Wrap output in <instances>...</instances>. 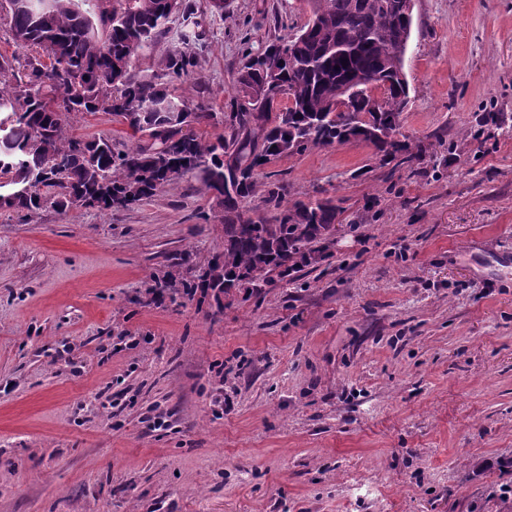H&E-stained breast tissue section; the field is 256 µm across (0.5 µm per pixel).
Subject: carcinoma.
<instances>
[{
  "label": "carcinoma",
  "mask_w": 512,
  "mask_h": 512,
  "mask_svg": "<svg viewBox=\"0 0 512 512\" xmlns=\"http://www.w3.org/2000/svg\"><path fill=\"white\" fill-rule=\"evenodd\" d=\"M395 2L308 0V23L265 48L282 51L283 64L262 70L259 56L248 57L238 96L218 120L224 133L207 139L195 132L216 116L205 100L194 103L134 67L180 14L186 29L181 46L163 59L165 75L184 81L195 73L191 47L207 32L186 0H0L9 36L29 49L0 60V209L29 217L47 208H130L190 177L213 200L202 218L224 226V261L212 258L196 273L186 250L154 287L210 296L219 311L225 298L260 294L272 274L284 278L305 267L299 258L329 240L340 212L331 199L285 203L286 187L265 172L269 163L346 143L368 125L392 132L364 139L380 165L420 156L398 138L408 85L393 80L404 62L393 51L407 46L411 22ZM344 85L372 103V123L331 111ZM372 86L383 90L382 101L371 97ZM77 113L113 116L131 144L69 134ZM257 197L277 211L273 219L246 215ZM253 272L255 280L240 278Z\"/></svg>",
  "instance_id": "obj_1"
}]
</instances>
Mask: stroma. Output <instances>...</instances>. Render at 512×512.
Returning <instances> with one entry per match:
<instances>
[{"label": "stroma", "mask_w": 512, "mask_h": 512, "mask_svg": "<svg viewBox=\"0 0 512 512\" xmlns=\"http://www.w3.org/2000/svg\"><path fill=\"white\" fill-rule=\"evenodd\" d=\"M187 94L224 111L303 0H189ZM388 172L348 142L274 160L341 212L325 257L260 296L156 304L224 250L194 179L99 212L0 210V512H512V0H414ZM241 364L226 378V366ZM111 406H102L103 397Z\"/></svg>", "instance_id": "stroma-1"}]
</instances>
